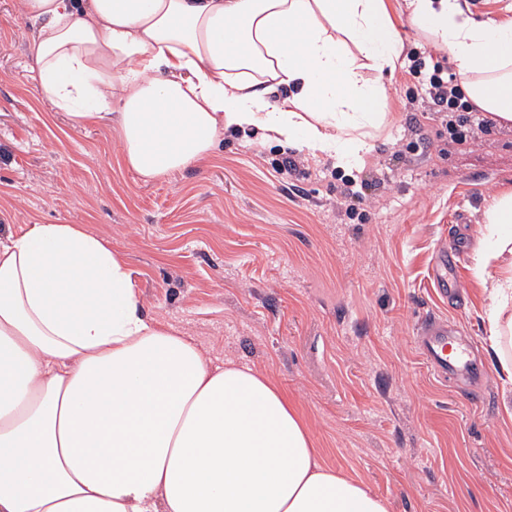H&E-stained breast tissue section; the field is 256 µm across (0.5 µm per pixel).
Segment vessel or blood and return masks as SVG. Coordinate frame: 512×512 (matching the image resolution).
<instances>
[{"mask_svg": "<svg viewBox=\"0 0 512 512\" xmlns=\"http://www.w3.org/2000/svg\"><path fill=\"white\" fill-rule=\"evenodd\" d=\"M455 253H441L434 279L442 292H454L457 286ZM420 350L433 373L441 378L453 376L463 381L464 391H473L486 377L482 365L473 358L471 346L457 337L446 322L429 317L418 329Z\"/></svg>", "mask_w": 512, "mask_h": 512, "instance_id": "1", "label": "vessel or blood"}]
</instances>
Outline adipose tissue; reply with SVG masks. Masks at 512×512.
Instances as JSON below:
<instances>
[{"mask_svg":"<svg viewBox=\"0 0 512 512\" xmlns=\"http://www.w3.org/2000/svg\"><path fill=\"white\" fill-rule=\"evenodd\" d=\"M41 98L113 123L151 181L229 131L342 169L386 119L402 51L387 0H22ZM475 109L512 126V18L407 0ZM475 269L488 349L512 383V191ZM0 512H390L326 465L297 408L251 367L214 363L148 317L125 256L79 224L0 240Z\"/></svg>","mask_w":512,"mask_h":512,"instance_id":"ef3b65f1","label":"adipose tissue"}]
</instances>
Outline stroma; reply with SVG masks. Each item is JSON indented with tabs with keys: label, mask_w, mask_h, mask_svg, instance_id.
<instances>
[{
	"label": "stroma",
	"mask_w": 512,
	"mask_h": 512,
	"mask_svg": "<svg viewBox=\"0 0 512 512\" xmlns=\"http://www.w3.org/2000/svg\"><path fill=\"white\" fill-rule=\"evenodd\" d=\"M21 0H0V238L80 224L125 254L144 312L285 389L324 463L386 498L390 512H512V417L486 352L474 237L512 188V127L439 153L440 120L385 78L388 117L358 166L228 133L201 163L153 183L126 167L109 125L78 126L45 102L27 66ZM291 173L275 170L284 160ZM381 184L354 216L343 178ZM468 212L466 228L455 225ZM460 250L463 308L432 280ZM438 315L474 340L488 373L477 397L440 381L416 344Z\"/></svg>",
	"instance_id": "obj_1"
}]
</instances>
